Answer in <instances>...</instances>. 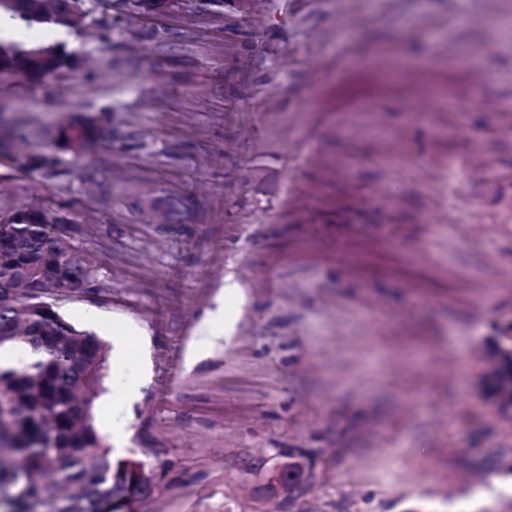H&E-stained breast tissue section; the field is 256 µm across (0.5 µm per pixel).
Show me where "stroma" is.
Returning a JSON list of instances; mask_svg holds the SVG:
<instances>
[{
  "label": "stroma",
  "mask_w": 512,
  "mask_h": 512,
  "mask_svg": "<svg viewBox=\"0 0 512 512\" xmlns=\"http://www.w3.org/2000/svg\"><path fill=\"white\" fill-rule=\"evenodd\" d=\"M68 51L0 82V131L57 160L0 165V207L66 208L94 261L53 304L110 348L95 425L153 472L143 512H512L479 379L512 323V0L115 9ZM105 106L111 149L54 147ZM168 191L184 223L132 205ZM219 295L233 334L187 368ZM288 453L309 485L259 500L243 462ZM11 167L21 170H37L45 169L50 171L54 167V161L47 156L25 153L19 154L16 157L10 158Z\"/></svg>",
  "instance_id": "stroma-1"
}]
</instances>
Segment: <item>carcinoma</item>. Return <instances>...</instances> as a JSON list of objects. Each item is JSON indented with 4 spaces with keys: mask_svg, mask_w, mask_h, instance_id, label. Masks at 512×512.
I'll use <instances>...</instances> for the list:
<instances>
[{
    "mask_svg": "<svg viewBox=\"0 0 512 512\" xmlns=\"http://www.w3.org/2000/svg\"><path fill=\"white\" fill-rule=\"evenodd\" d=\"M153 0H88L86 17L100 23L98 13L123 6L150 7ZM26 23L70 26L65 10L45 13L34 5L11 9ZM16 61L38 65L57 75L72 68L73 59L54 46L8 43ZM99 124L73 117L61 126L62 149L89 154L112 146V122L102 112ZM21 170L50 171L54 161L25 153L10 158ZM138 210L153 223L180 224L188 211L183 195H141ZM7 230H0V349L24 347L40 358L22 366L0 368V512H121L129 494L141 501L157 486L143 462L116 457L98 434L94 400L104 378L107 345L77 328L30 292L23 275L39 270L54 293L97 281L89 255L70 237L72 221L61 209L20 206ZM512 336L493 337L483 363L491 380L490 397L512 422Z\"/></svg>",
    "mask_w": 512,
    "mask_h": 512,
    "instance_id": "cac0c4a2",
    "label": "carcinoma"
}]
</instances>
